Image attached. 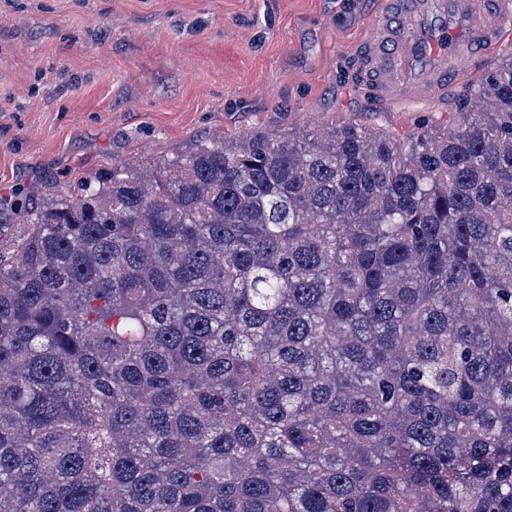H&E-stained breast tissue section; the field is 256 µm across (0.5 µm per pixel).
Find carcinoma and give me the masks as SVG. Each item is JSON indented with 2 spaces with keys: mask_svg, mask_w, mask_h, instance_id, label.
<instances>
[{
  "mask_svg": "<svg viewBox=\"0 0 512 512\" xmlns=\"http://www.w3.org/2000/svg\"><path fill=\"white\" fill-rule=\"evenodd\" d=\"M16 209L0 512H512V55L443 128L205 138Z\"/></svg>",
  "mask_w": 512,
  "mask_h": 512,
  "instance_id": "carcinoma-1",
  "label": "carcinoma"
}]
</instances>
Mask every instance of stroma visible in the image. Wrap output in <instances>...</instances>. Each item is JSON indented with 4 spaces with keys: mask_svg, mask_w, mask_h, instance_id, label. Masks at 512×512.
<instances>
[{
    "mask_svg": "<svg viewBox=\"0 0 512 512\" xmlns=\"http://www.w3.org/2000/svg\"><path fill=\"white\" fill-rule=\"evenodd\" d=\"M370 0H0V244L16 192L213 135L455 119L501 62L425 104L374 102L352 60Z\"/></svg>",
    "mask_w": 512,
    "mask_h": 512,
    "instance_id": "1",
    "label": "stroma"
}]
</instances>
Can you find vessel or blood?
Returning <instances> with one entry per match:
<instances>
[{
  "label": "vessel or blood",
  "mask_w": 512,
  "mask_h": 512,
  "mask_svg": "<svg viewBox=\"0 0 512 512\" xmlns=\"http://www.w3.org/2000/svg\"><path fill=\"white\" fill-rule=\"evenodd\" d=\"M512 0H379L361 36L359 81L377 103H426L445 94L501 43Z\"/></svg>",
  "instance_id": "1"
}]
</instances>
